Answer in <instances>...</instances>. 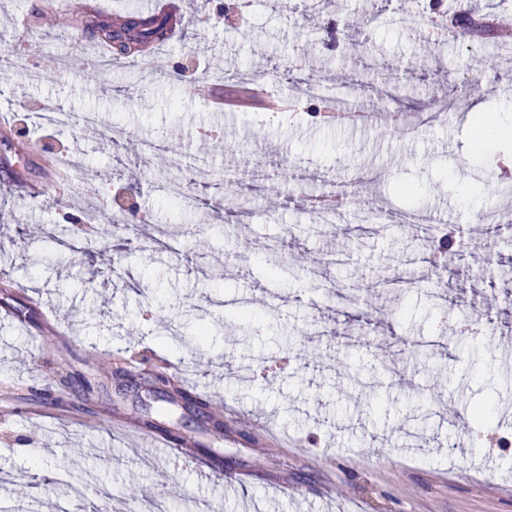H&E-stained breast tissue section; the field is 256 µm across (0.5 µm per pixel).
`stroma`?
<instances>
[{
  "instance_id": "obj_1",
  "label": "stroma",
  "mask_w": 512,
  "mask_h": 512,
  "mask_svg": "<svg viewBox=\"0 0 512 512\" xmlns=\"http://www.w3.org/2000/svg\"><path fill=\"white\" fill-rule=\"evenodd\" d=\"M40 8L0 0L1 33L68 61L32 82L20 54L0 78V115L12 121L0 134V477L23 491L15 512H512V446L502 443L512 435V279L497 274L512 261V223L491 219L512 208V174L473 154L468 135L478 114L512 127V53L478 35L423 38L421 0H253L226 17L197 0L185 22L191 77L140 56L91 76L79 67L90 44L73 24L49 17L40 36L20 26ZM331 21L342 42L333 52L317 47ZM288 58L298 78L340 96L362 81L348 118L329 117L325 103L272 121L262 108L216 112L193 92L201 78L231 98L260 74L287 94L275 68ZM477 69L491 97L468 91ZM393 97L405 125L350 122ZM31 104L67 113L69 131L31 124ZM32 139L76 156V183L137 184L151 220L109 209L121 223L116 255L66 251L53 227L98 201L3 189L18 174L54 180L26 153ZM197 171L208 175L195 190L203 205H167L168 178ZM326 172L341 178L339 198L387 214L389 229L362 234L347 206L318 222L309 202ZM229 180L280 191L230 216ZM443 224L457 245L428 257ZM489 239L495 250L473 249ZM449 304L495 332L448 345L435 320ZM101 352L186 366L181 389L98 380ZM58 371L96 385L64 393ZM357 378L395 410L392 422L356 397ZM483 401L496 404L491 422L465 436L456 412ZM117 414L155 428L122 430ZM167 435L193 440L195 463L156 447ZM63 467L76 476L67 494L53 483Z\"/></svg>"
}]
</instances>
